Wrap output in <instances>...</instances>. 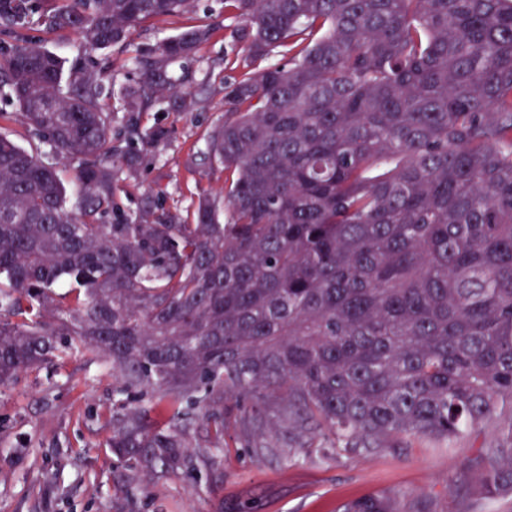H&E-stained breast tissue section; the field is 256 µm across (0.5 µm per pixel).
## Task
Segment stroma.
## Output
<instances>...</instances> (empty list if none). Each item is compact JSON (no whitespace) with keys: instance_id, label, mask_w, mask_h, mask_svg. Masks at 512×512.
I'll use <instances>...</instances> for the list:
<instances>
[{"instance_id":"obj_1","label":"stroma","mask_w":512,"mask_h":512,"mask_svg":"<svg viewBox=\"0 0 512 512\" xmlns=\"http://www.w3.org/2000/svg\"><path fill=\"white\" fill-rule=\"evenodd\" d=\"M193 25L215 30L194 59L174 69L197 105L188 112L173 101L148 110L145 126L166 136L157 147L140 148L139 178L123 184L117 197L124 213L152 199L190 224L199 194L224 185L223 173L210 170L203 156V137L224 112L225 85L243 72L245 53L232 38L240 21L225 13L224 0H199L191 14L141 24L130 45L108 52L109 72L115 87L135 84L130 57ZM25 33L57 53L65 70L91 57L73 30L49 33L34 21ZM15 109L1 89L0 134L55 162L48 147L10 119ZM114 387L111 370L77 354L62 368L21 375L0 391V512H185L192 505L202 512H336L381 491L403 494L419 512H512L511 495L479 501L470 493L479 458L493 441V421L446 444L415 442L397 452L325 448L316 428L300 433L284 422L269 431L268 452L245 445L230 423L217 470L159 483L130 505L114 481L122 465L106 446L111 429L103 415ZM301 444L306 452H298Z\"/></svg>"}]
</instances>
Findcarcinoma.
I'll return each instance as SVG.
<instances>
[{
  "label": "carcinoma",
  "instance_id": "carcinoma-1",
  "mask_svg": "<svg viewBox=\"0 0 512 512\" xmlns=\"http://www.w3.org/2000/svg\"><path fill=\"white\" fill-rule=\"evenodd\" d=\"M196 0H0V85L15 120L73 165L0 136V389L75 354L118 380L108 447L134 498L198 462L224 427L250 444L282 421L332 448L397 451L512 411V0H224L241 20V78L206 158L224 196L194 224L115 201L137 159L112 138L106 65L32 42L27 18L74 28L91 51L124 45ZM214 35L190 27L132 58L126 138L180 93L172 67ZM279 46L288 62L259 67ZM205 423L203 433L194 421ZM512 494V416L473 484ZM338 512H415L388 493Z\"/></svg>",
  "mask_w": 512,
  "mask_h": 512
}]
</instances>
